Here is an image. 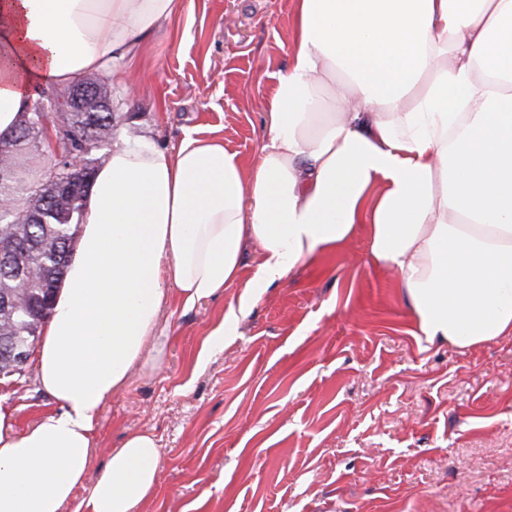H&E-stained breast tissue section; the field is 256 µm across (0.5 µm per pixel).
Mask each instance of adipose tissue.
I'll return each mask as SVG.
<instances>
[{
    "instance_id": "1",
    "label": "adipose tissue",
    "mask_w": 512,
    "mask_h": 512,
    "mask_svg": "<svg viewBox=\"0 0 512 512\" xmlns=\"http://www.w3.org/2000/svg\"><path fill=\"white\" fill-rule=\"evenodd\" d=\"M185 0H0V133L38 88L121 80ZM258 159L185 131L176 150L119 136L32 354L59 406L23 433L0 403V512H64L87 480L98 414L159 350L163 308L253 288L210 335H236L256 290L366 224L428 343L512 336V0H297L291 63ZM148 431L112 449L86 512H132L158 483Z\"/></svg>"
}]
</instances>
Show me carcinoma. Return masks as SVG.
<instances>
[{"label":"carcinoma","instance_id":"1","mask_svg":"<svg viewBox=\"0 0 512 512\" xmlns=\"http://www.w3.org/2000/svg\"><path fill=\"white\" fill-rule=\"evenodd\" d=\"M45 116L63 126L91 128L102 141L112 140L117 121L110 112L100 111V104L90 101L75 112L31 113ZM40 150L21 137L14 138L12 148L0 157V170L9 177L0 179V201L11 203L1 239L9 242L21 237L35 247L24 270L12 276L0 275V341L7 336L26 349L35 337L33 307L44 300L46 290L61 284L76 243L80 215L86 193L75 190L61 199L55 198L54 183L47 175V165H30Z\"/></svg>","mask_w":512,"mask_h":512}]
</instances>
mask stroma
Instances as JSON below:
<instances>
[{"label": "stroma", "instance_id": "35a3bbf8", "mask_svg": "<svg viewBox=\"0 0 512 512\" xmlns=\"http://www.w3.org/2000/svg\"><path fill=\"white\" fill-rule=\"evenodd\" d=\"M295 12L296 0H187L132 59L134 93L110 82L121 124L170 150L186 128L208 129L253 163ZM259 262L248 245L222 295L171 297L158 362L100 411L89 479L125 435L149 431L159 480L135 512H512V336L426 343L362 225L260 292L237 336L209 350ZM0 398L18 433L58 408L31 367Z\"/></svg>", "mask_w": 512, "mask_h": 512}]
</instances>
